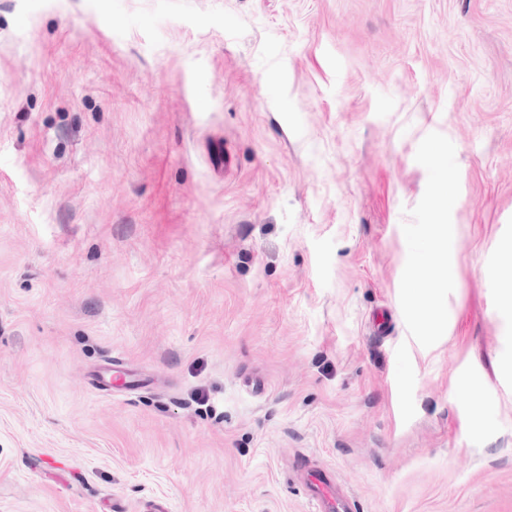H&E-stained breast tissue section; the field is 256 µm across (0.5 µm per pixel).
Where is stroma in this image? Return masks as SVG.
I'll list each match as a JSON object with an SVG mask.
<instances>
[{"label": "stroma", "mask_w": 512, "mask_h": 512, "mask_svg": "<svg viewBox=\"0 0 512 512\" xmlns=\"http://www.w3.org/2000/svg\"><path fill=\"white\" fill-rule=\"evenodd\" d=\"M509 287L512 0H0V512H512ZM430 236L434 241L432 253L428 256L430 260L447 258L454 236L450 224H435L430 231ZM138 381V378H132L131 372L123 362L110 360L93 375L90 384L97 390H106L121 395L134 389ZM296 476L314 512H360L358 498L339 486L335 471L306 462L297 465Z\"/></svg>", "instance_id": "obj_1"}]
</instances>
